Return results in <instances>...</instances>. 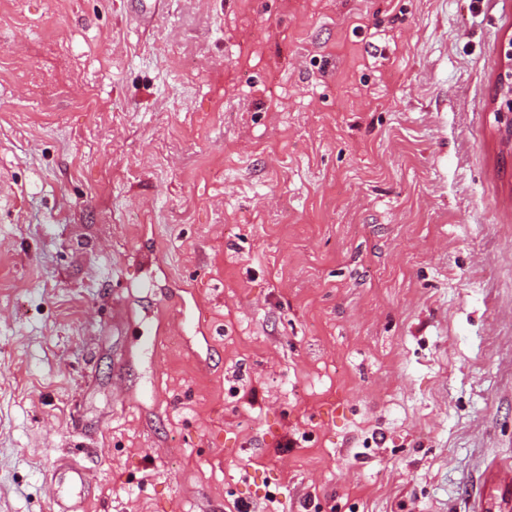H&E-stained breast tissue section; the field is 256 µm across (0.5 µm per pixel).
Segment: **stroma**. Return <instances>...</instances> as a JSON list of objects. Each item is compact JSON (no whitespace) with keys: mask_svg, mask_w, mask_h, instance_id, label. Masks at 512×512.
<instances>
[{"mask_svg":"<svg viewBox=\"0 0 512 512\" xmlns=\"http://www.w3.org/2000/svg\"><path fill=\"white\" fill-rule=\"evenodd\" d=\"M512 0H0V512H512ZM493 106L503 141L506 145L512 144V38L504 49L503 72L498 79ZM87 483H89L87 472L77 463L67 461L57 468L51 477V484L54 486L55 502L59 511L84 512L85 508L82 502H75L64 507L62 501L72 488L78 485L84 487Z\"/></svg>","mask_w":512,"mask_h":512,"instance_id":"stroma-1","label":"stroma"}]
</instances>
